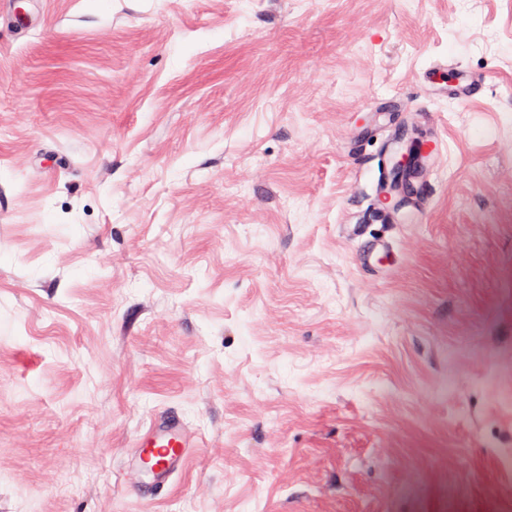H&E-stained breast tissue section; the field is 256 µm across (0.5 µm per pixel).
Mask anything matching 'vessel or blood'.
Segmentation results:
<instances>
[{"mask_svg": "<svg viewBox=\"0 0 512 512\" xmlns=\"http://www.w3.org/2000/svg\"><path fill=\"white\" fill-rule=\"evenodd\" d=\"M190 446L184 422L175 414H160L153 417L137 441L129 466L136 475L145 477L148 486H162L184 465Z\"/></svg>", "mask_w": 512, "mask_h": 512, "instance_id": "obj_1", "label": "vessel or blood"}]
</instances>
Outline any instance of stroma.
<instances>
[{
  "label": "stroma",
  "instance_id": "35a3bbf8",
  "mask_svg": "<svg viewBox=\"0 0 512 512\" xmlns=\"http://www.w3.org/2000/svg\"><path fill=\"white\" fill-rule=\"evenodd\" d=\"M505 396L512 0H0V512H512ZM191 438L184 422L175 414L155 415L140 436L129 459V467L151 487L164 486L184 465Z\"/></svg>",
  "mask_w": 512,
  "mask_h": 512
}]
</instances>
